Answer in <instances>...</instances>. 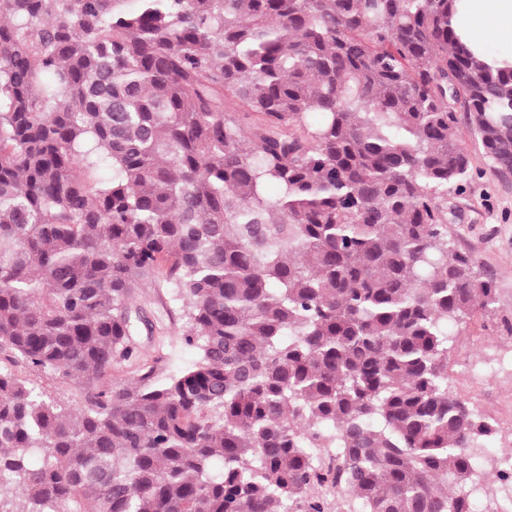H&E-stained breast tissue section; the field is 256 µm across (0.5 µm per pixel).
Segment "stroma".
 <instances>
[{"mask_svg":"<svg viewBox=\"0 0 512 512\" xmlns=\"http://www.w3.org/2000/svg\"><path fill=\"white\" fill-rule=\"evenodd\" d=\"M458 134L471 153V175L448 190V235L457 250L470 253L481 271L496 282L497 301L489 312H475L455 325L448 342V377L454 394L465 399L496 428L490 452L512 451V174L502 175L476 143L467 119ZM152 328L137 338L136 359L117 364L114 377L136 378L139 361L162 359L177 369L192 362L194 349L181 340L182 304L167 288L154 285L136 298ZM0 368L34 377L44 393L74 406L80 394L74 383L43 373L32 375L21 362L0 354Z\"/></svg>","mask_w":512,"mask_h":512,"instance_id":"obj_1","label":"stroma"}]
</instances>
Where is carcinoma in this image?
I'll list each match as a JSON object with an SVG mask.
<instances>
[{"mask_svg": "<svg viewBox=\"0 0 512 512\" xmlns=\"http://www.w3.org/2000/svg\"><path fill=\"white\" fill-rule=\"evenodd\" d=\"M452 2L0 0V353L81 387L0 369V512H475L446 199L459 112L512 168V67ZM159 280L196 360L108 379ZM0 367L2 370L12 371L22 377L34 379L41 391L63 401L70 407L80 402V394L76 385L70 381L59 380L51 373H41L37 375V373L30 371L21 361L17 363L9 361L3 353L0 354Z\"/></svg>", "mask_w": 512, "mask_h": 512, "instance_id": "carcinoma-1", "label": "carcinoma"}]
</instances>
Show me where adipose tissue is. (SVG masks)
I'll list each match as a JSON object with an SVG mask.
<instances>
[{"mask_svg":"<svg viewBox=\"0 0 512 512\" xmlns=\"http://www.w3.org/2000/svg\"><path fill=\"white\" fill-rule=\"evenodd\" d=\"M457 37L494 66H512V0H454Z\"/></svg>","mask_w":512,"mask_h":512,"instance_id":"adipose-tissue-1","label":"adipose tissue"}]
</instances>
